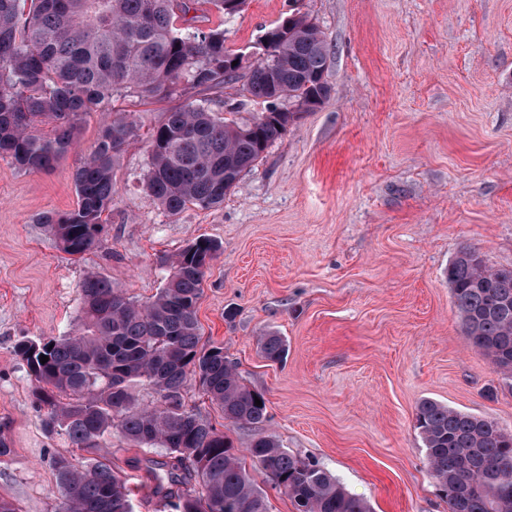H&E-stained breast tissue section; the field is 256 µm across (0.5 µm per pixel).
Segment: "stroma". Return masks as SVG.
<instances>
[{"label": "stroma", "instance_id": "35a3bbf8", "mask_svg": "<svg viewBox=\"0 0 512 512\" xmlns=\"http://www.w3.org/2000/svg\"><path fill=\"white\" fill-rule=\"evenodd\" d=\"M329 49L328 101L302 117L214 209L163 211L143 187L149 136L165 112L206 102L250 120L267 110L241 83L179 84L167 99L115 96L137 135L116 159L118 189L102 242L61 251L40 218L77 206L72 173L104 121L85 115L73 149L50 171L0 158V499L56 512L51 459L100 457L127 477L134 512H171L145 469L152 454L113 438L97 452L47 434L14 347L60 336L94 271L143 300L161 286L156 259L207 238L220 244L203 280L202 345L220 343L264 394L260 426L225 421L189 387L188 402L238 450L269 436L315 458L373 512H448L416 429L424 399L512 430V384L465 335L445 270L464 247L512 268V0H302ZM288 0H246L234 19L205 8L199 25L254 62ZM288 345L262 355L268 333ZM497 386L496 399L484 396Z\"/></svg>", "mask_w": 512, "mask_h": 512}]
</instances>
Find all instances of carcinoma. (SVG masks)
I'll use <instances>...</instances> for the list:
<instances>
[{
    "label": "carcinoma",
    "mask_w": 512,
    "mask_h": 512,
    "mask_svg": "<svg viewBox=\"0 0 512 512\" xmlns=\"http://www.w3.org/2000/svg\"><path fill=\"white\" fill-rule=\"evenodd\" d=\"M200 0H0V157L26 171L53 168L72 147L83 117L112 108L123 90L142 101L163 100L183 80L196 87L245 78V91L289 103L330 96L328 50L308 13L296 11L288 30L271 42L243 75L224 68L232 53L224 30L195 26ZM181 19L184 24L176 26ZM301 117L264 112L249 122L216 115L204 104L165 113L150 134L145 188L177 216L190 206L224 204L240 175ZM52 125L46 136L41 125ZM136 122L117 113L100 127L94 149L72 173L78 203L62 215L46 214L60 249L81 255L101 243L102 215L116 194L112 169L136 136ZM220 245L201 239L174 257L161 256L165 281L144 302L90 272L80 288L82 306L71 330L23 339L15 351L34 382L41 425L76 448H102L117 431L136 448H163L169 460L146 459L155 493L174 512H269L237 449L186 404L195 381L236 424L267 421V401L250 389L224 345L200 344L197 304L207 260ZM462 327L471 343L512 380V268L488 266L482 256L455 258L445 271ZM279 362L282 337L260 344ZM49 360L42 364L40 356ZM152 390L149 405L132 388ZM262 405H255V399ZM416 428L427 449L430 474L448 512H512V430L487 416L432 399L416 409ZM247 451L287 495L297 512H371L316 460L302 458L262 437ZM52 466L63 498L57 512H132L121 475L95 459L82 469L64 456ZM195 488L179 489L188 480Z\"/></svg>",
    "instance_id": "carcinoma-1"
}]
</instances>
